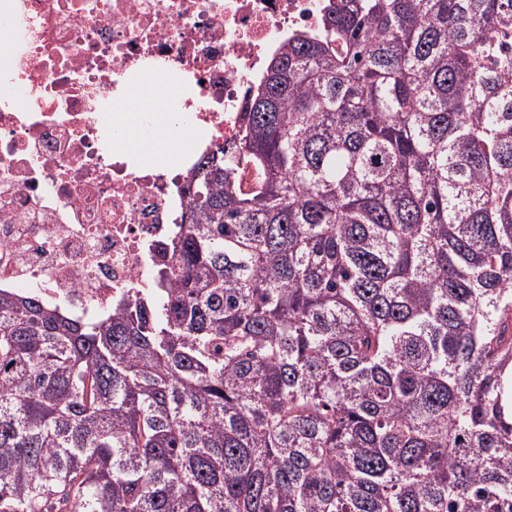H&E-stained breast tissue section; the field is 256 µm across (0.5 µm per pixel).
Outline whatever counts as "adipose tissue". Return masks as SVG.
Wrapping results in <instances>:
<instances>
[{
    "mask_svg": "<svg viewBox=\"0 0 512 512\" xmlns=\"http://www.w3.org/2000/svg\"><path fill=\"white\" fill-rule=\"evenodd\" d=\"M191 90L171 74L147 68L135 78L130 92L116 98L117 148L138 163L152 166L185 157L191 146L179 120L183 100Z\"/></svg>",
    "mask_w": 512,
    "mask_h": 512,
    "instance_id": "1",
    "label": "adipose tissue"
}]
</instances>
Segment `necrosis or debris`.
<instances>
[{
	"label": "necrosis or debris",
	"instance_id": "necrosis-or-debris-1",
	"mask_svg": "<svg viewBox=\"0 0 512 512\" xmlns=\"http://www.w3.org/2000/svg\"><path fill=\"white\" fill-rule=\"evenodd\" d=\"M325 0H14L0 75V288L80 316L147 287L151 251L188 208L193 159L124 160L110 146L120 82L155 65L199 85L188 126L229 141L248 87Z\"/></svg>",
	"mask_w": 512,
	"mask_h": 512
}]
</instances>
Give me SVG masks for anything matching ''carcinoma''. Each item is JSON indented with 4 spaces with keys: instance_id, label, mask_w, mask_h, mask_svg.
Listing matches in <instances>:
<instances>
[{
    "instance_id": "1",
    "label": "carcinoma",
    "mask_w": 512,
    "mask_h": 512,
    "mask_svg": "<svg viewBox=\"0 0 512 512\" xmlns=\"http://www.w3.org/2000/svg\"><path fill=\"white\" fill-rule=\"evenodd\" d=\"M323 27L194 164L141 296L0 289V512H512V0Z\"/></svg>"
}]
</instances>
